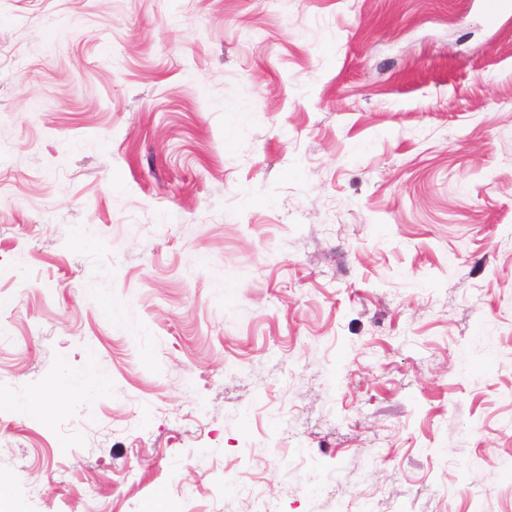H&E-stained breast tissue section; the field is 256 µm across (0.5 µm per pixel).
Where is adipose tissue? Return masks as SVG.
<instances>
[{"label":"adipose tissue","mask_w":512,"mask_h":512,"mask_svg":"<svg viewBox=\"0 0 512 512\" xmlns=\"http://www.w3.org/2000/svg\"><path fill=\"white\" fill-rule=\"evenodd\" d=\"M111 391V381L104 374L91 369L79 375L64 376L58 389L49 395H36L26 391L15 394L13 403L17 410L32 412L41 419L49 420L64 409L70 398L89 393L108 394Z\"/></svg>","instance_id":"adipose-tissue-1"}]
</instances>
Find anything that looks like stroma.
<instances>
[{"instance_id":"35a3bbf8","label":"stroma","mask_w":512,"mask_h":512,"mask_svg":"<svg viewBox=\"0 0 512 512\" xmlns=\"http://www.w3.org/2000/svg\"><path fill=\"white\" fill-rule=\"evenodd\" d=\"M0 477L512 512V0H0ZM111 391V381L97 370L89 369L80 375H65L52 394L36 395L23 391L13 396V403L16 410L33 412L42 420H50L64 409L70 398L89 393L108 394Z\"/></svg>"}]
</instances>
